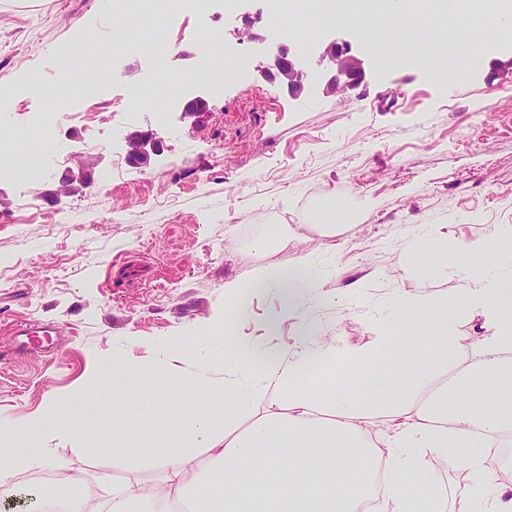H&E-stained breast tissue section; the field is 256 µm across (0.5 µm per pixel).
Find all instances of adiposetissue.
<instances>
[{"label": "adipose tissue", "mask_w": 512, "mask_h": 512, "mask_svg": "<svg viewBox=\"0 0 512 512\" xmlns=\"http://www.w3.org/2000/svg\"><path fill=\"white\" fill-rule=\"evenodd\" d=\"M308 284L304 272L285 267L255 270L249 286L279 291L276 319L283 322L296 289ZM461 305L483 316L482 332L473 337L465 366L438 384L435 371L447 368L457 353L452 317ZM408 314L403 348H396L395 337H380L372 351L355 358L368 368V378L324 396L306 380L313 362L333 353L327 342L262 355L242 349L247 362L264 365L261 379L251 383L190 368L171 354L130 361L112 383V455L132 468L161 465L159 484L109 482L107 498L95 506L89 496L75 494V480L65 471L54 494L67 501L69 512H132L137 503L146 512H170L175 501L188 502L192 512H359L375 496L386 512H413L418 501L434 512L426 483L401 481L420 469L429 450L464 467L453 512H512V458L493 468L485 463L489 443L512 434V277H487L481 287L440 304L413 297ZM425 319L434 321L435 330L420 339L415 329ZM400 364L410 370L408 382L391 376ZM479 382L489 390L477 397L473 387ZM167 384L194 394L197 410L187 413L165 400L159 389ZM421 389L424 400L410 409L409 396ZM282 394L289 398L288 416L261 417L236 431V414ZM89 397L87 388H79L50 399L23 424L0 426L1 498L15 496L16 472L46 464L42 443L48 436L80 437L71 413ZM377 415L389 419L387 432H371L370 419Z\"/></svg>", "instance_id": "1"}]
</instances>
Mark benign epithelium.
Segmentation results:
<instances>
[{
    "label": "benign epithelium",
    "mask_w": 512,
    "mask_h": 512,
    "mask_svg": "<svg viewBox=\"0 0 512 512\" xmlns=\"http://www.w3.org/2000/svg\"><path fill=\"white\" fill-rule=\"evenodd\" d=\"M259 72L268 82L287 89L292 97L318 87L328 93L342 94L356 88L366 77L360 51L345 38H334L304 52L293 51L281 42L264 55ZM162 148V141L154 134L137 132L128 138L127 162L134 168L145 167L151 155Z\"/></svg>",
    "instance_id": "obj_1"
}]
</instances>
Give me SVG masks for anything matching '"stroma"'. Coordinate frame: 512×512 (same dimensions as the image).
Segmentation results:
<instances>
[{"mask_svg":"<svg viewBox=\"0 0 512 512\" xmlns=\"http://www.w3.org/2000/svg\"><path fill=\"white\" fill-rule=\"evenodd\" d=\"M263 0H207L204 11L128 16L110 0H0V128L50 124L41 172L0 178V424L21 421L52 396L121 375L161 346L213 370L244 371L239 348L284 351L300 337L330 340L327 386L345 381L354 354L399 334L405 301L442 302L487 275L512 276V33L478 18L439 17L388 34L371 24L300 25L291 48L355 36L366 79L346 94L292 98L256 67L264 45L238 42L244 14L269 35ZM475 40L444 78L383 64L425 54L435 30ZM209 51L210 68L201 53ZM206 100L191 114L189 99ZM100 132L103 147L71 151ZM151 132L163 149L128 170L126 134ZM89 184L61 194L66 171ZM357 209L323 235L320 203ZM467 253H460V246ZM437 261L419 264L422 252ZM314 265L312 285L275 331L278 290L235 300L259 268ZM224 333L207 332L215 318ZM53 325L51 342L17 349L14 331ZM86 450L44 442L79 480L106 472L151 485L112 459L108 399L75 413ZM422 477L451 512L464 474L448 456L422 458Z\"/></svg>","mask_w":512,"mask_h":512,"instance_id":"1","label":"stroma"}]
</instances>
